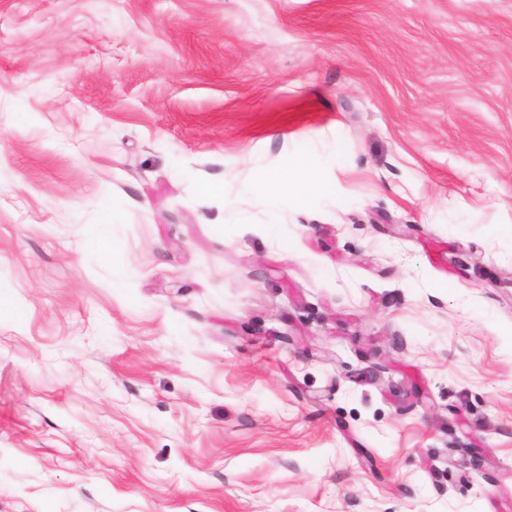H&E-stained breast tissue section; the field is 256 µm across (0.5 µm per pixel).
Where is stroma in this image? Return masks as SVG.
Here are the masks:
<instances>
[{"label": "stroma", "instance_id": "1", "mask_svg": "<svg viewBox=\"0 0 512 512\" xmlns=\"http://www.w3.org/2000/svg\"><path fill=\"white\" fill-rule=\"evenodd\" d=\"M0 512H512V0H0Z\"/></svg>", "mask_w": 512, "mask_h": 512}]
</instances>
